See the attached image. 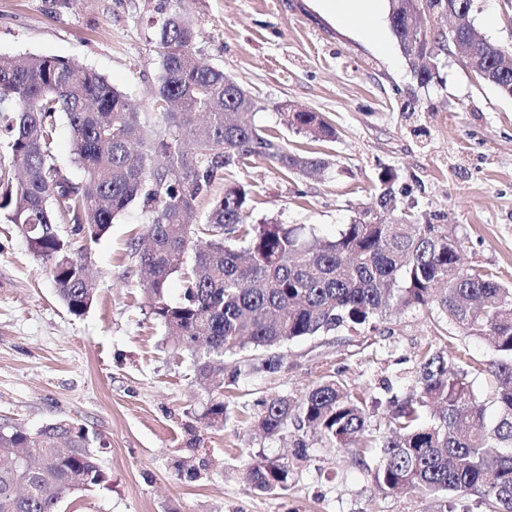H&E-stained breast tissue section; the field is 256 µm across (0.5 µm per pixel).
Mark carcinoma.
I'll return each mask as SVG.
<instances>
[{"label":"carcinoma","instance_id":"carcinoma-1","mask_svg":"<svg viewBox=\"0 0 512 512\" xmlns=\"http://www.w3.org/2000/svg\"><path fill=\"white\" fill-rule=\"evenodd\" d=\"M451 7L458 31L427 39L439 57L446 43L468 49L462 62L478 80L512 98V72L501 68L504 49L469 38L473 0H430ZM390 29L403 44L419 27L412 0H391ZM158 79L154 105L164 129L136 111L128 94L103 75L57 56L0 54V223L14 224L30 251L46 265L59 300L80 316L97 288L87 256L72 253L59 224L95 241L130 207L140 211L149 246L131 242L136 267L146 275L150 314L175 341V354L190 357L195 381L209 400L195 420L207 428L227 420L220 386H234L242 369L276 373L278 350L343 325L364 326L391 308L436 310L459 333L489 341L484 371L496 380L488 398L473 392L470 365L444 346L420 355L415 378L402 400L389 402L386 429L369 428L368 394L354 393L336 376L301 400L286 396L256 402V429L267 438L289 427L369 458L376 485L408 488L440 502V512H471L476 495L484 512H512V288L490 273L464 268L461 241L441 224H423L397 210L389 179L378 199L380 212L359 213L318 244L304 224H251L250 191L229 185L212 197L224 171L266 158L291 174L328 165L288 149L280 137L254 123L258 102L224 70L197 60L194 28L178 13L155 23ZM422 84L432 70L406 57ZM72 133L73 180L57 162L59 117ZM286 124L313 141H332L336 128L317 112H287ZM211 199L201 214L197 204ZM206 247L190 251L195 237ZM182 283L179 299L166 292L168 279ZM96 437L76 420H57L31 431L0 426V512H61L73 495L106 486L110 479L92 445ZM210 467L197 448L176 462L178 474L198 480ZM285 459L250 454L239 473L263 494L288 490Z\"/></svg>","mask_w":512,"mask_h":512}]
</instances>
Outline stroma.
<instances>
[{
  "label": "stroma",
  "mask_w": 512,
  "mask_h": 512,
  "mask_svg": "<svg viewBox=\"0 0 512 512\" xmlns=\"http://www.w3.org/2000/svg\"><path fill=\"white\" fill-rule=\"evenodd\" d=\"M177 8L195 29L201 60L255 96L256 125L329 163L312 177L283 173L261 157L233 169L232 181L250 191V223L307 224L334 236L376 207L389 172L402 212L448 225L462 241L465 268L512 286V98L473 78L455 52L439 57L423 85L390 29L378 34L392 45L385 56L328 21L314 0H0V53L92 67L158 130L150 20ZM475 8L477 33L512 51V0H476ZM297 110L325 116L335 141L287 129L284 113ZM142 230L132 208L99 241L72 237L97 286L93 305L75 316L16 226L0 223V424L34 431L78 420L96 435L95 453L111 478L65 501L64 512H438L437 502L414 492L381 490L349 453L294 430L283 439L252 434L248 418L256 400L301 399L328 374L401 399L424 349L448 336L450 351L476 365L488 358L483 341L455 335L440 313L394 310L370 327L286 345L281 370L242 373L224 425L206 428L194 416L208 394L150 315L130 256ZM300 438L308 458L295 461L287 491L267 495L242 482L243 455L292 458ZM193 445L207 449L213 465L189 482L174 463Z\"/></svg>",
  "instance_id": "35a3bbf8"
}]
</instances>
